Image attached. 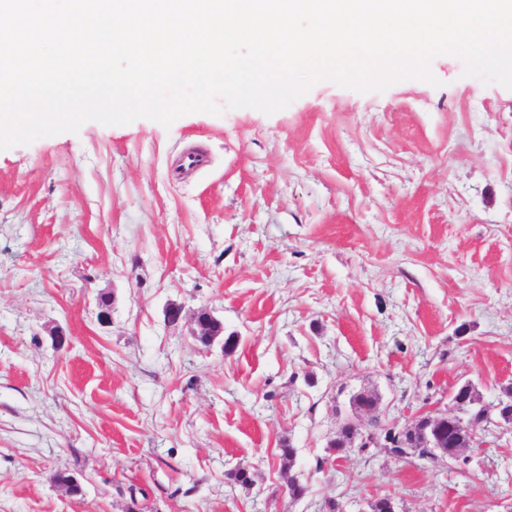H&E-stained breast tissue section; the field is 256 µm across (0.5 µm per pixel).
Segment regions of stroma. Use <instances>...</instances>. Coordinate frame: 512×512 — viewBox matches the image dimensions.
Returning <instances> with one entry per match:
<instances>
[{
  "instance_id": "stroma-1",
  "label": "stroma",
  "mask_w": 512,
  "mask_h": 512,
  "mask_svg": "<svg viewBox=\"0 0 512 512\" xmlns=\"http://www.w3.org/2000/svg\"><path fill=\"white\" fill-rule=\"evenodd\" d=\"M431 72L0 150V512H512L508 431L444 463L324 461L355 394L405 425L512 388V90ZM202 308L233 349L193 341ZM278 459L280 462V475L288 489V493L293 500H299L307 494L308 487L303 485L299 479L292 473L295 448L292 447L289 440L283 439L278 448Z\"/></svg>"
}]
</instances>
